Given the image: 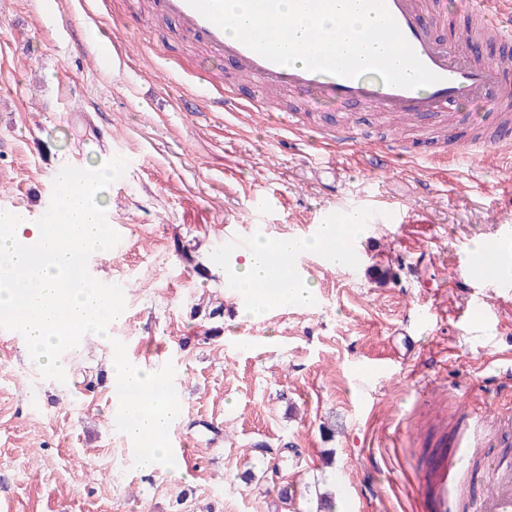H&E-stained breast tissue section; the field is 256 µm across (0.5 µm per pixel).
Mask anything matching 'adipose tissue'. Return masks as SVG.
Segmentation results:
<instances>
[{"mask_svg":"<svg viewBox=\"0 0 512 512\" xmlns=\"http://www.w3.org/2000/svg\"><path fill=\"white\" fill-rule=\"evenodd\" d=\"M359 216H350L347 223L327 224L319 236L311 238L281 237L256 239L239 258L231 259L224 274V285L232 292L249 294L250 299L241 308L243 318L262 315L272 304L285 301L308 306L313 297L311 285L289 275H274L270 269L274 255L285 258L307 252H328L339 266L351 262L350 243L362 232Z\"/></svg>","mask_w":512,"mask_h":512,"instance_id":"1","label":"adipose tissue"}]
</instances>
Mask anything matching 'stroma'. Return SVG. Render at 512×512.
<instances>
[{"mask_svg": "<svg viewBox=\"0 0 512 512\" xmlns=\"http://www.w3.org/2000/svg\"><path fill=\"white\" fill-rule=\"evenodd\" d=\"M54 2L48 20L45 0H0V209L38 216L58 165L126 159L103 193L124 233L93 272L122 286L126 308L111 339L64 353L62 383L41 375L21 334L0 333V512H317L326 491L335 512H419L423 459L443 432L477 507L492 462L512 465V430L459 446L485 415L512 420V379L486 366L512 356V290L491 297L481 327L467 317L479 290L455 269L468 242H499L512 225V164L455 154L482 107L395 131L373 110L236 78L159 0ZM95 27L117 45L111 70L82 41ZM201 73L263 113L198 111ZM289 108L299 131L278 122ZM350 123L354 162L325 150ZM332 181L341 194H328ZM347 200H384L401 216L365 225L351 274L304 254L311 306L239 318L221 224L294 236ZM204 329L214 337L201 344ZM115 339L131 362L173 361L175 431L197 438L176 476L134 468L116 429ZM288 444L298 455H284Z\"/></svg>", "mask_w": 512, "mask_h": 512, "instance_id": "1", "label": "stroma"}]
</instances>
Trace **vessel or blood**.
I'll return each instance as SVG.
<instances>
[{
  "label": "vessel or blood",
  "instance_id": "1",
  "mask_svg": "<svg viewBox=\"0 0 512 512\" xmlns=\"http://www.w3.org/2000/svg\"><path fill=\"white\" fill-rule=\"evenodd\" d=\"M385 5L422 63L438 75V82L407 89L386 84L375 73L344 77L309 71L299 65L276 64L228 36L191 7L188 0H163V13L175 18L183 32L209 52L229 62L240 77L254 79L263 87H287L318 103L361 104L390 117L435 116L447 106L480 101L487 107L491 122L498 124L501 141L511 142L512 123L502 120L499 109L506 96L505 85L512 78V58L469 62L471 44L461 31H454L446 41L437 35L434 26L424 22V0H385ZM462 8L489 39L502 45L512 43V0H463ZM205 105L212 112L255 109L254 103L241 100L231 89L208 93ZM501 262L496 252L475 255L464 249L456 259L457 269L475 272L476 283L485 290L484 296L473 302L472 310L486 320L491 317L487 294L512 285L497 272ZM448 473V452L436 449L421 478L423 491L437 504L435 512H448ZM494 480L496 486L482 500L480 512H512V470L495 469Z\"/></svg>",
  "mask_w": 512,
  "mask_h": 512
}]
</instances>
